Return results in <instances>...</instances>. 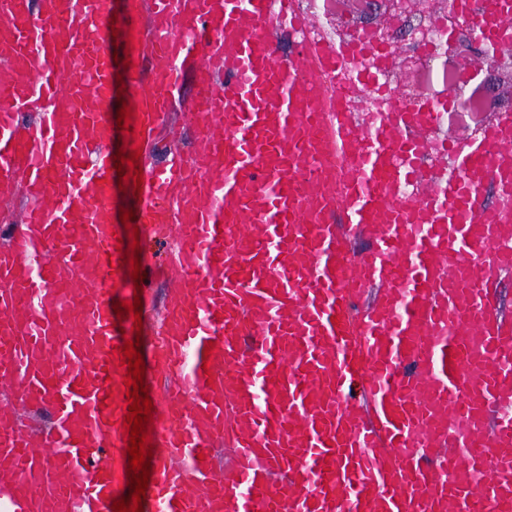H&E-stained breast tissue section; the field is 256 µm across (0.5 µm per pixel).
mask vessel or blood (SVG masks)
Instances as JSON below:
<instances>
[{
  "instance_id": "vessel-or-blood-1",
  "label": "vessel or blood",
  "mask_w": 512,
  "mask_h": 512,
  "mask_svg": "<svg viewBox=\"0 0 512 512\" xmlns=\"http://www.w3.org/2000/svg\"><path fill=\"white\" fill-rule=\"evenodd\" d=\"M107 3L0 0V512H112L131 482L112 140L149 143L189 72L200 154L144 164L134 213L177 242L150 512H512V110L452 142L449 99L356 119L358 42L296 0H124L147 71H121ZM449 7L512 49V0ZM120 75L147 79L122 124Z\"/></svg>"
}]
</instances>
